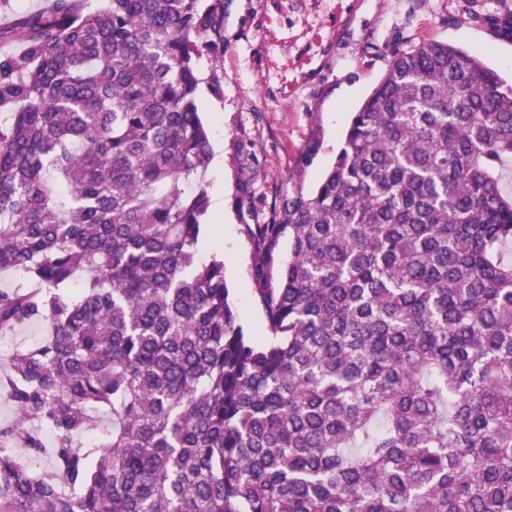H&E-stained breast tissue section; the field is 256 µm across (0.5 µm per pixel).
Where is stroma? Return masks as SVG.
<instances>
[{
  "instance_id": "35a3bbf8",
  "label": "stroma",
  "mask_w": 512,
  "mask_h": 512,
  "mask_svg": "<svg viewBox=\"0 0 512 512\" xmlns=\"http://www.w3.org/2000/svg\"><path fill=\"white\" fill-rule=\"evenodd\" d=\"M221 38L199 64V106L212 154L205 176L223 212L209 211L200 260L224 257L240 319L264 333L253 291L249 224L310 194L332 166L352 112L397 53L434 38L512 82V0H223Z\"/></svg>"
}]
</instances>
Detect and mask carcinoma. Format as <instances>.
Listing matches in <instances>:
<instances>
[{"label":"carcinoma","instance_id":"carcinoma-1","mask_svg":"<svg viewBox=\"0 0 512 512\" xmlns=\"http://www.w3.org/2000/svg\"><path fill=\"white\" fill-rule=\"evenodd\" d=\"M200 2L0 28V272L27 277L0 334L51 329L8 362L0 512H512V85L435 40L397 55L316 189L246 225L257 338L198 258ZM44 428L35 475L14 449Z\"/></svg>","mask_w":512,"mask_h":512}]
</instances>
